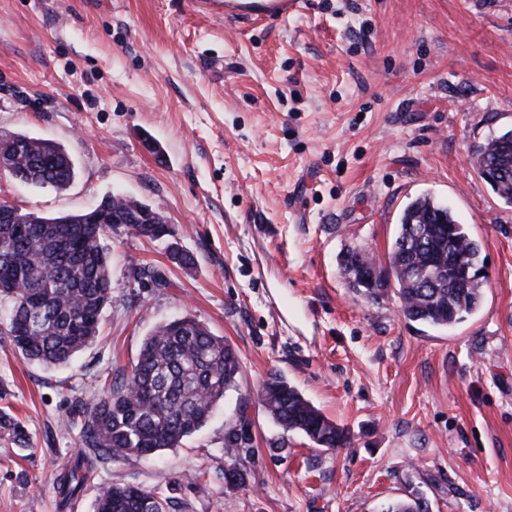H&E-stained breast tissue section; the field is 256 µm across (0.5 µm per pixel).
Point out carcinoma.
<instances>
[{
    "mask_svg": "<svg viewBox=\"0 0 512 512\" xmlns=\"http://www.w3.org/2000/svg\"><path fill=\"white\" fill-rule=\"evenodd\" d=\"M25 138L23 132L0 133V154L14 157L5 173L56 190L70 186L76 175L70 154L38 138L16 152ZM472 155L479 171L496 164L501 175L491 188L512 205V129L477 145ZM18 217L23 223L0 222V301L10 303L0 332L26 361L65 364L98 336L103 309L112 298L111 259L102 244L105 226L89 223L86 212L62 217L21 212ZM128 229L155 241L174 236L169 224H130ZM386 262L400 313L409 321L449 330L480 305L483 279L467 286L454 282V264L481 267L479 246L449 207L427 195L404 208ZM342 264L347 275L353 268L370 272L363 251L347 253ZM132 275L155 287L168 285L153 268L138 267ZM240 370L235 349L196 319L185 316L157 326L121 382L80 408L81 443L94 449V457L80 454L59 474V512H69L84 492L94 463L157 455L199 431L236 387ZM257 399L284 431L298 432L318 448L349 444L344 428L275 372L263 381ZM246 420L243 402L236 420L224 429V452L231 458L253 447ZM96 505L97 512H169L172 501L162 491L105 484L97 486ZM382 512H429V506L417 498L392 502Z\"/></svg>",
    "mask_w": 512,
    "mask_h": 512,
    "instance_id": "cac0c4a2",
    "label": "carcinoma"
}]
</instances>
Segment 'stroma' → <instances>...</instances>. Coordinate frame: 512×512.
<instances>
[{"instance_id":"35a3bbf8","label":"stroma","mask_w":512,"mask_h":512,"mask_svg":"<svg viewBox=\"0 0 512 512\" xmlns=\"http://www.w3.org/2000/svg\"><path fill=\"white\" fill-rule=\"evenodd\" d=\"M512 128V0H300L266 21L198 0H0V132L73 158L64 190L0 177L42 216L121 193L161 213L193 262L116 224L112 300L68 363L25 362L0 335V512H57L81 453L82 404L118 383L156 326L183 316L237 351L208 423L151 459L97 464V483L163 488L178 512H512V206L472 165ZM428 195L480 245L478 311L452 331L408 321L395 293L350 287L349 250L385 258ZM163 271L168 287L135 281ZM345 427L325 450L256 402L269 372ZM250 397L248 482L224 480V427ZM287 441V449L274 445Z\"/></svg>"}]
</instances>
